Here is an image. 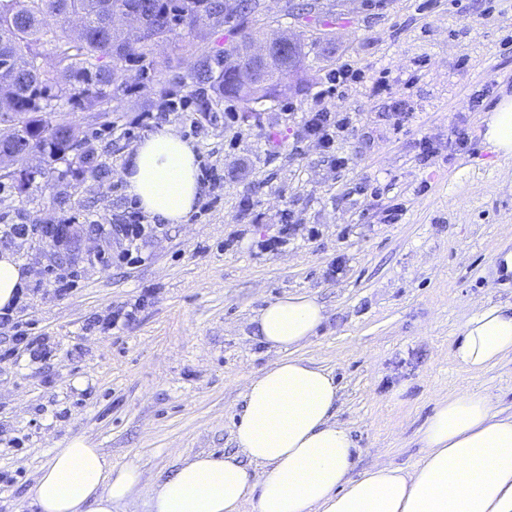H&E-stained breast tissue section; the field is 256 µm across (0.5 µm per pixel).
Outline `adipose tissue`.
Here are the masks:
<instances>
[{
  "mask_svg": "<svg viewBox=\"0 0 512 512\" xmlns=\"http://www.w3.org/2000/svg\"><path fill=\"white\" fill-rule=\"evenodd\" d=\"M484 138L512 156V96L485 120ZM126 191L146 214L184 223L201 194L198 159L179 130L144 137L128 158ZM28 275L0 252V309L14 307ZM324 319L305 294H287L254 318L278 358L248 378L233 432L237 454L186 458L153 489L149 512H512V416L475 390L450 393L421 431L424 455L410 471L376 466L352 477L350 431L333 418L338 387L298 357ZM512 354V314L484 308L463 326L454 358L479 374ZM138 461L112 464L80 437L56 449L26 492L29 512H138Z\"/></svg>",
  "mask_w": 512,
  "mask_h": 512,
  "instance_id": "1",
  "label": "adipose tissue"
}]
</instances>
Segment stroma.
I'll return each mask as SVG.
<instances>
[{
    "mask_svg": "<svg viewBox=\"0 0 512 512\" xmlns=\"http://www.w3.org/2000/svg\"><path fill=\"white\" fill-rule=\"evenodd\" d=\"M293 2L259 0L254 18L182 31L157 47L155 77L128 65L111 111L66 113L102 173L35 153L29 181L0 178V225L79 227L68 248L37 234L0 241L28 274L15 327L0 325V512H27L41 466L75 437L112 463L138 459L147 490L189 456L235 453L245 382L277 358L253 318L288 293L324 308L298 355L336 381V420L357 448L352 477L376 465L413 469L420 430L449 392L478 390L512 415V355L481 374L453 357L468 318L512 308V274L493 268L497 250L512 247V158L483 137L487 112L512 93V0H309L294 14ZM257 22L267 38L286 32L303 45L286 92L250 110L209 85L211 111L170 116L219 180L203 183L185 223L147 240L142 262L97 263L106 243L89 223L123 222L127 158L149 133L130 139L124 128L161 95L190 92L196 61ZM343 64L364 77L327 102L352 118L336 138L338 167L299 121ZM230 105L239 120L228 127ZM395 109L408 114L403 126L390 118ZM457 123L469 136L463 149ZM425 139L435 149L427 158ZM394 205L399 222L384 223ZM286 209L296 230L262 250ZM62 264L79 278L58 294ZM126 312L130 321L110 326ZM18 328L48 338L50 357L32 360L13 339Z\"/></svg>",
    "mask_w": 512,
    "mask_h": 512,
    "instance_id": "stroma-1",
    "label": "stroma"
}]
</instances>
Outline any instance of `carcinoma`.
Masks as SVG:
<instances>
[{"mask_svg": "<svg viewBox=\"0 0 512 512\" xmlns=\"http://www.w3.org/2000/svg\"><path fill=\"white\" fill-rule=\"evenodd\" d=\"M116 14H136L140 26L114 29ZM224 19L223 0H0V123L9 126L0 133V151L16 163L33 152L53 162L65 159L81 145L71 135L70 122L54 116L52 102L66 103L71 112H109L125 89L120 62L131 43L139 44L136 61L149 75L159 42L183 26L222 24ZM237 52L216 59V75L208 59L199 60L194 82L216 83L224 95L238 97L228 62ZM48 55L54 59L49 68L44 64ZM301 58L298 43L285 57L273 51L263 85L243 102L257 104L279 94L282 79Z\"/></svg>", "mask_w": 512, "mask_h": 512, "instance_id": "1", "label": "carcinoma"}]
</instances>
